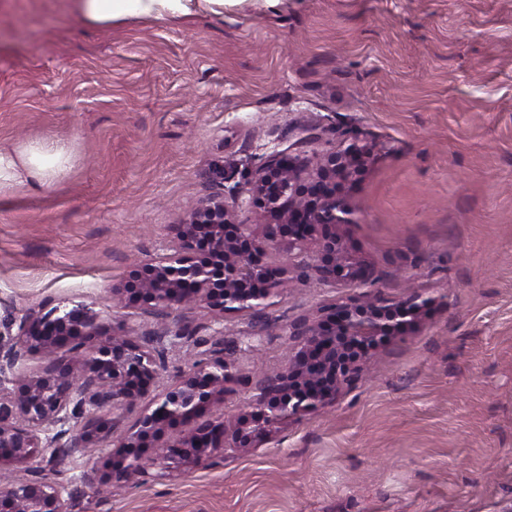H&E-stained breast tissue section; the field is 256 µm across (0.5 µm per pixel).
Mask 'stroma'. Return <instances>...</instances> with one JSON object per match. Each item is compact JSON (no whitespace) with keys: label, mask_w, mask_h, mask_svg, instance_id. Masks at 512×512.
<instances>
[{"label":"stroma","mask_w":512,"mask_h":512,"mask_svg":"<svg viewBox=\"0 0 512 512\" xmlns=\"http://www.w3.org/2000/svg\"><path fill=\"white\" fill-rule=\"evenodd\" d=\"M327 126L368 156L345 256L376 280L294 277L256 317L143 312L120 289L173 252L175 224L271 148ZM73 149L51 186L0 194V331L27 309L90 304L133 338L181 324L171 382L237 348L236 419L325 304L381 289L434 303L376 341L334 403L112 493L84 476L111 438L50 468L68 512H512V0H224V16L83 25L68 0H0V148Z\"/></svg>","instance_id":"stroma-1"}]
</instances>
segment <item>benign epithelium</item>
<instances>
[{"label":"benign epithelium","mask_w":512,"mask_h":512,"mask_svg":"<svg viewBox=\"0 0 512 512\" xmlns=\"http://www.w3.org/2000/svg\"><path fill=\"white\" fill-rule=\"evenodd\" d=\"M316 162L298 153H266L244 184L201 200L177 226L178 247L143 266V275L127 289L143 310L160 314L174 307L204 304L224 315H258L288 280L289 267L262 261L270 250H318L305 267L324 284L338 279L361 281L365 266L344 256L337 229L354 223L346 192L365 163L355 142L314 152ZM261 212L254 234L236 223L239 210ZM435 303L419 292L394 303L379 290L367 301L353 298L321 309L314 320L293 325L297 351L286 367L267 379L246 404L249 426L237 419L228 429L224 417H212L182 438L160 445L163 469H185L224 448H247L265 440L273 429L316 411L336 398L341 387L361 375L371 337L391 328L395 310L417 316ZM8 340L0 335V374L23 370L29 357L49 358L39 371L25 375L14 396L0 394V474H9L35 458L52 466L93 447L112 432L116 418L102 411L131 407L157 382L161 359L178 345L182 333L165 329L149 347L115 336L87 304L31 308L13 322ZM233 351L224 347L195 364L194 370L158 395L154 408L136 430L122 436L113 454L118 460L85 478L93 488L122 484L142 474L150 440L165 430L198 418L224 401L235 379ZM0 512H66L62 488L45 478L15 479L0 484Z\"/></svg>","instance_id":"benign-epithelium-1"}]
</instances>
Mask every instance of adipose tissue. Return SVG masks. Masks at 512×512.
Returning a JSON list of instances; mask_svg holds the SVG:
<instances>
[{"mask_svg": "<svg viewBox=\"0 0 512 512\" xmlns=\"http://www.w3.org/2000/svg\"><path fill=\"white\" fill-rule=\"evenodd\" d=\"M72 11L88 26H108L127 16L187 15L196 11L223 14L224 0H70ZM71 164L70 150L52 140L19 148H0V192L18 185L33 190L57 180Z\"/></svg>", "mask_w": 512, "mask_h": 512, "instance_id": "obj_1", "label": "adipose tissue"}]
</instances>
